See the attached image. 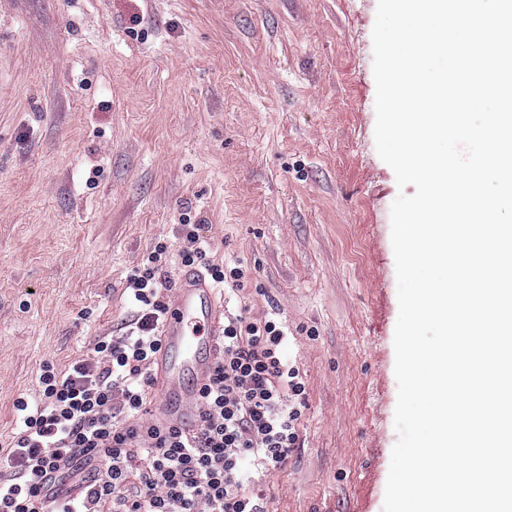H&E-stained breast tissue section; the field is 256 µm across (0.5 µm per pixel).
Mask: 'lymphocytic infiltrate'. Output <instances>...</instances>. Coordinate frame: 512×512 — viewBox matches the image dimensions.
Returning <instances> with one entry per match:
<instances>
[{
  "mask_svg": "<svg viewBox=\"0 0 512 512\" xmlns=\"http://www.w3.org/2000/svg\"><path fill=\"white\" fill-rule=\"evenodd\" d=\"M179 232L181 266L204 269L237 301L224 310L193 422L164 427L148 410L171 305L159 242L126 278L132 311L118 332L65 370L43 364L37 399H16L18 426L0 448V512H268L265 480L286 468L307 407L288 325L251 316L247 268L212 260L200 225ZM82 467L87 476L63 489L65 472Z\"/></svg>",
  "mask_w": 512,
  "mask_h": 512,
  "instance_id": "lymphocytic-infiltrate-1",
  "label": "lymphocytic infiltrate"
}]
</instances>
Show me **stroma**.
Wrapping results in <instances>:
<instances>
[{
	"label": "stroma",
	"instance_id": "1",
	"mask_svg": "<svg viewBox=\"0 0 512 512\" xmlns=\"http://www.w3.org/2000/svg\"><path fill=\"white\" fill-rule=\"evenodd\" d=\"M378 0H0V442L43 363L128 315L127 275L200 224L288 323L300 446L269 512H383L398 384Z\"/></svg>",
	"mask_w": 512,
	"mask_h": 512
}]
</instances>
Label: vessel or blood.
<instances>
[{
	"label": "vessel or blood",
	"instance_id": "obj_1",
	"mask_svg": "<svg viewBox=\"0 0 512 512\" xmlns=\"http://www.w3.org/2000/svg\"><path fill=\"white\" fill-rule=\"evenodd\" d=\"M223 327V298L201 270L183 271L164 322L163 347L157 359L161 392L153 409L157 422H192L194 386L212 371Z\"/></svg>",
	"mask_w": 512,
	"mask_h": 512
}]
</instances>
